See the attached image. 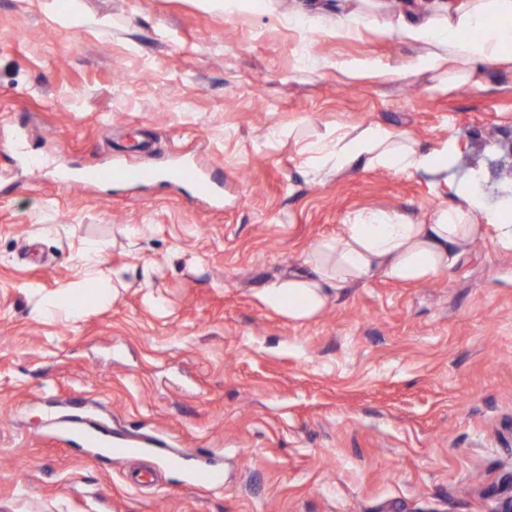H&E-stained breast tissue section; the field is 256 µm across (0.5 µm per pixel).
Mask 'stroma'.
<instances>
[{
	"instance_id": "obj_1",
	"label": "stroma",
	"mask_w": 512,
	"mask_h": 512,
	"mask_svg": "<svg viewBox=\"0 0 512 512\" xmlns=\"http://www.w3.org/2000/svg\"><path fill=\"white\" fill-rule=\"evenodd\" d=\"M52 2L0 0V512H499L512 252L491 228L442 275H374L309 320L258 297L353 212L420 219L474 178L512 199V64L441 93L425 45L384 29L459 0H69L63 21ZM359 62L385 78L349 79ZM367 125L459 152L439 174L310 175L307 143ZM113 164L154 176L90 179ZM83 240L106 242L115 298L41 319ZM75 413L219 461L223 491L61 441ZM172 176L177 180H190L193 181L196 185L197 192L208 198H215L217 193L212 185L211 181L198 172L193 167L185 166L180 168L177 172L172 174Z\"/></svg>"
}]
</instances>
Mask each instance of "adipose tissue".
Returning <instances> with one entry per match:
<instances>
[{"mask_svg": "<svg viewBox=\"0 0 512 512\" xmlns=\"http://www.w3.org/2000/svg\"><path fill=\"white\" fill-rule=\"evenodd\" d=\"M390 32L427 45L418 68L448 71L453 87L475 81L486 64L512 63V0H462L448 15L400 22ZM457 150L456 143L446 141L425 151L409 136L378 125L351 127L337 132L335 139L309 144V170L315 176L358 166L436 174L447 169ZM451 197L447 206L419 220L384 209L351 214L339 236L312 249L303 270L263 288L262 302L289 319H311L335 290L375 273L404 283L429 280L455 265L485 226L493 229L500 251L512 252V218L506 209L486 207L471 183L452 188ZM101 252L98 242L80 246L79 287L62 289L39 304L43 318H76L104 301Z\"/></svg>", "mask_w": 512, "mask_h": 512, "instance_id": "1", "label": "adipose tissue"}]
</instances>
